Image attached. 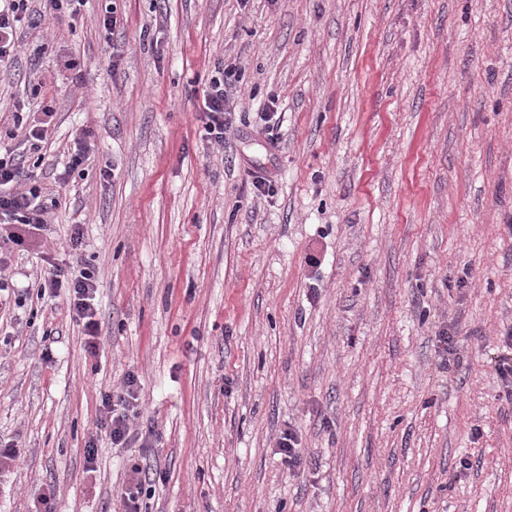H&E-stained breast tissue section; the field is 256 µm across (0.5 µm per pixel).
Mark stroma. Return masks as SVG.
<instances>
[{
    "mask_svg": "<svg viewBox=\"0 0 512 512\" xmlns=\"http://www.w3.org/2000/svg\"><path fill=\"white\" fill-rule=\"evenodd\" d=\"M17 53L0 148L51 206L37 246L0 247V442L21 453L0 512H122L135 462L165 474L142 512H512V0H80ZM236 60L217 147L199 105ZM19 116L47 122L39 151ZM56 264L97 275V356L38 291ZM130 372L149 448L96 426ZM276 98L271 97L268 99L262 112H257L256 115L259 118L261 124L260 130L266 135L267 141L270 145L276 147L278 144L277 137L274 131L277 130L279 125L280 116H278L277 110H275ZM301 437L297 430L289 427L281 432L276 443L277 454H280L284 461L288 463V467H292L298 463L301 457Z\"/></svg>",
    "mask_w": 512,
    "mask_h": 512,
    "instance_id": "stroma-1",
    "label": "stroma"
}]
</instances>
